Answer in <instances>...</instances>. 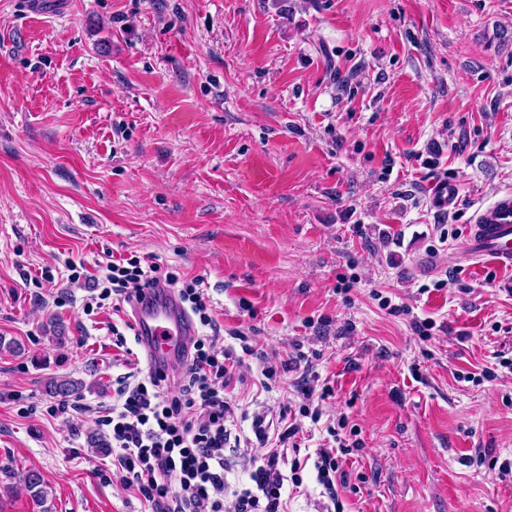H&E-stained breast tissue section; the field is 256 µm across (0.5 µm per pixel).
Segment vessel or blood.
Listing matches in <instances>:
<instances>
[{"label": "vessel or blood", "mask_w": 512, "mask_h": 512, "mask_svg": "<svg viewBox=\"0 0 512 512\" xmlns=\"http://www.w3.org/2000/svg\"><path fill=\"white\" fill-rule=\"evenodd\" d=\"M432 202L442 211L458 202V187L441 182L432 189ZM463 255L476 263L491 262L512 269V194L507 193L475 213ZM133 322L150 368H171L196 327L172 289L146 290L133 303Z\"/></svg>", "instance_id": "b4317fda"}]
</instances>
